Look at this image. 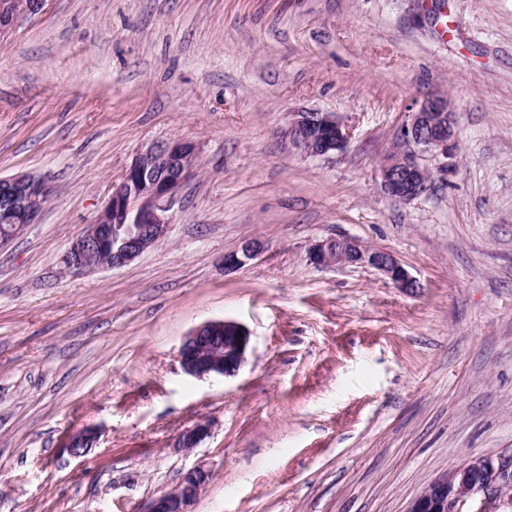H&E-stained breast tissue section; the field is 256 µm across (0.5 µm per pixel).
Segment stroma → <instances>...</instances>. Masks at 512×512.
I'll list each match as a JSON object with an SVG mask.
<instances>
[{
	"label": "stroma",
	"mask_w": 512,
	"mask_h": 512,
	"mask_svg": "<svg viewBox=\"0 0 512 512\" xmlns=\"http://www.w3.org/2000/svg\"><path fill=\"white\" fill-rule=\"evenodd\" d=\"M432 97L456 147L401 202L380 160ZM309 110L342 117L344 152L288 150ZM177 137L201 158L166 236L66 273L136 150ZM20 173L54 193L0 249V512H144L194 467L192 512H407L469 456L512 472V0H47L0 40V177ZM341 237L416 288L310 262ZM222 319L246 364L187 375L185 336ZM264 245L260 240L248 239L243 242L240 249L236 252L228 254L224 257V267L227 270H233L241 265H244L249 260L258 256Z\"/></svg>",
	"instance_id": "stroma-1"
}]
</instances>
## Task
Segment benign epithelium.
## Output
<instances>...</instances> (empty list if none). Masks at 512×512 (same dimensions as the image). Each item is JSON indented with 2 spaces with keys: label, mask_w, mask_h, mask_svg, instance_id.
<instances>
[{
  "label": "benign epithelium",
  "mask_w": 512,
  "mask_h": 512,
  "mask_svg": "<svg viewBox=\"0 0 512 512\" xmlns=\"http://www.w3.org/2000/svg\"><path fill=\"white\" fill-rule=\"evenodd\" d=\"M46 0H0V39L8 35L19 19L41 13ZM455 113L443 98H427L409 111L396 130L392 146L380 164L385 193L399 201L427 195L435 175L421 162L429 153L448 156L455 148ZM288 148L310 157H327L344 150L347 128L340 115L320 110L295 112L286 132ZM200 160L197 143L173 138L141 146L126 166L119 182L113 184L109 202L62 256L64 267L86 274L103 267H123L154 246L167 233L171 210L182 185L193 175V162ZM53 195L46 180L20 174L0 178V248L37 222ZM264 245L257 239L243 242L236 252L224 256V267L233 270L258 256ZM310 261L323 268L368 265L405 292L417 282L389 252L372 249L360 241L342 237L316 242ZM250 333L233 320L206 321L183 340L178 358L183 370L194 377L234 376L246 362ZM209 434V425L197 423L178 438V447L191 450ZM96 441L91 428L71 436L67 448L81 455ZM501 477L500 466L491 457L473 456L455 470L430 484L411 502L407 512H491L479 498ZM208 480V473L193 468L184 473L170 491L154 497L145 512H190Z\"/></svg>",
  "instance_id": "1"
}]
</instances>
